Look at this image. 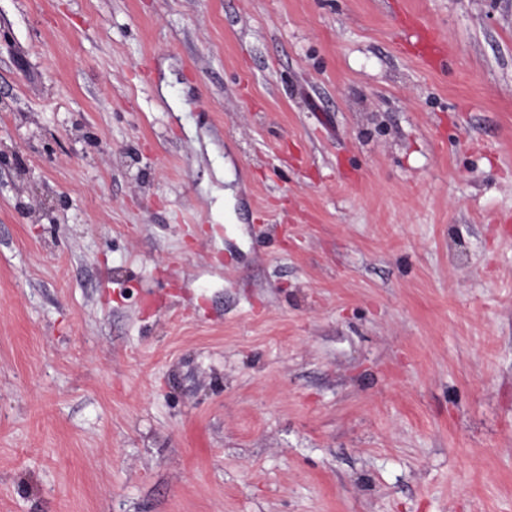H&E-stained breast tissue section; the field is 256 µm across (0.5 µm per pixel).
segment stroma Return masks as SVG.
<instances>
[{
  "instance_id": "1",
  "label": "stroma",
  "mask_w": 512,
  "mask_h": 512,
  "mask_svg": "<svg viewBox=\"0 0 512 512\" xmlns=\"http://www.w3.org/2000/svg\"><path fill=\"white\" fill-rule=\"evenodd\" d=\"M0 512H512V0H0Z\"/></svg>"
}]
</instances>
